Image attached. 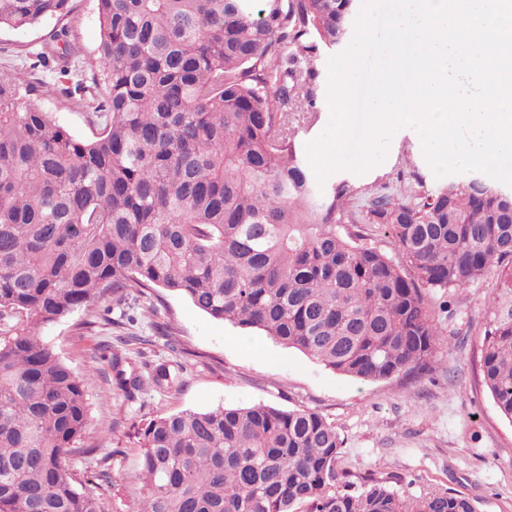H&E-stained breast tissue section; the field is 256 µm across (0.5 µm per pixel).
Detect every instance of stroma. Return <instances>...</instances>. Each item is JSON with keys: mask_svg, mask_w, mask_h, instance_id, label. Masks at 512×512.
Segmentation results:
<instances>
[{"mask_svg": "<svg viewBox=\"0 0 512 512\" xmlns=\"http://www.w3.org/2000/svg\"><path fill=\"white\" fill-rule=\"evenodd\" d=\"M71 41L93 75L101 40L96 0H73L67 19ZM53 23L0 30V70L17 65L15 54L41 48ZM324 50L315 98L316 121H299L297 150L328 121V63ZM44 111L73 137L93 138L88 112L41 98ZM348 181L357 193L348 207L365 213L381 195L401 198L439 183L415 128L397 130L383 162L364 173L338 170L328 183ZM494 280L451 292L450 313H436L448 338L431 369L419 377L362 381L325 367L255 329L214 319L182 295L157 289L147 296H105L99 319L78 309L42 332L59 359L85 382L89 424L68 465L76 477L108 469L112 485L100 492L102 512H137L143 499L141 428L162 414L218 407L273 406L321 414L342 441L340 470L391 480L400 494L416 497L451 489L470 497L477 512H512V421L501 415L480 378L485 304ZM141 386L132 396L112 392L113 356ZM178 368L173 388L154 385L151 370Z\"/></svg>", "mask_w": 512, "mask_h": 512, "instance_id": "35a3bbf8", "label": "stroma"}]
</instances>
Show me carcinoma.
<instances>
[{"label": "carcinoma", "instance_id": "cac0c4a2", "mask_svg": "<svg viewBox=\"0 0 512 512\" xmlns=\"http://www.w3.org/2000/svg\"><path fill=\"white\" fill-rule=\"evenodd\" d=\"M72 2L0 0V28L55 22L54 48L26 52L51 80L0 72V512H100L90 486L108 472L78 482L64 466L88 425L84 384L41 331L106 292L163 288L373 382L424 371L447 341L427 292L446 307L494 278L480 368L512 421V195L464 175L379 196L359 221L356 189L319 187L297 153L292 118H316L314 62L356 0H97L101 76L68 84ZM47 88L91 110L93 138L39 107ZM367 224L392 226L397 256L364 243ZM112 368L118 390L138 387ZM143 440L138 512H477L448 489L406 499L353 480L309 410L164 414Z\"/></svg>", "mask_w": 512, "mask_h": 512}]
</instances>
